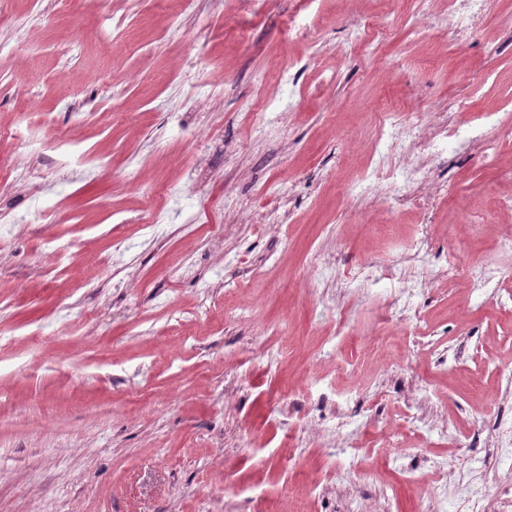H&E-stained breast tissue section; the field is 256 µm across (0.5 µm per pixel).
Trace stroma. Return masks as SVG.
Wrapping results in <instances>:
<instances>
[{
  "label": "stroma",
  "instance_id": "1",
  "mask_svg": "<svg viewBox=\"0 0 512 512\" xmlns=\"http://www.w3.org/2000/svg\"><path fill=\"white\" fill-rule=\"evenodd\" d=\"M376 7L193 0L172 19L165 0H6L0 213L27 231L0 224V512H418L379 453L390 431L427 483L431 457L512 480V453L467 440L472 423L512 420L496 374L512 369V311L467 309L469 284L443 274L449 246L495 248L499 225L458 216L483 212L500 166L473 146L427 156L431 180L458 189L428 221L366 213L342 195L370 161L357 134L387 104L441 112L463 96L498 110L500 165H512V0H491L460 51L432 20L352 43ZM315 23L327 39L306 37ZM286 69L296 116L259 135L246 113ZM22 86L38 102L24 117ZM210 127L223 139L198 138ZM271 183L288 197L286 223L229 230L218 262L211 225ZM416 242L433 281L412 300L414 346L387 305L402 282L371 276ZM66 244L86 260L47 262ZM315 258L340 275L307 293L299 276ZM202 297L203 324L179 318ZM409 377L451 436L402 431ZM324 396L358 425L356 450L325 447Z\"/></svg>",
  "mask_w": 512,
  "mask_h": 512
}]
</instances>
